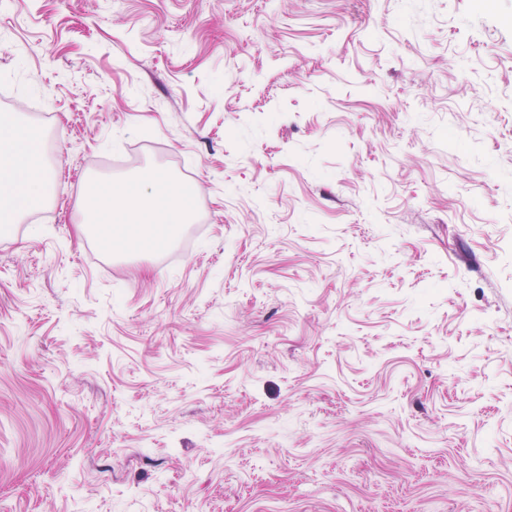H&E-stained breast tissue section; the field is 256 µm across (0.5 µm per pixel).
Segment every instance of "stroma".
Listing matches in <instances>:
<instances>
[{
    "mask_svg": "<svg viewBox=\"0 0 512 512\" xmlns=\"http://www.w3.org/2000/svg\"><path fill=\"white\" fill-rule=\"evenodd\" d=\"M1 79L0 512H512V0H0ZM146 167L203 223L83 234ZM41 131L16 116H0V225L16 224L22 215L48 199L51 173L39 161Z\"/></svg>",
    "mask_w": 512,
    "mask_h": 512,
    "instance_id": "1",
    "label": "stroma"
}]
</instances>
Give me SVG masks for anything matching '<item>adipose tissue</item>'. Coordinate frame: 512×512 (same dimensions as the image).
I'll list each match as a JSON object with an SVG mask.
<instances>
[{
  "label": "adipose tissue",
  "instance_id": "1",
  "mask_svg": "<svg viewBox=\"0 0 512 512\" xmlns=\"http://www.w3.org/2000/svg\"><path fill=\"white\" fill-rule=\"evenodd\" d=\"M41 139L37 127L0 116L1 226L17 223L48 198L51 174L39 161ZM193 219L188 188L153 168L132 181L98 180L86 187L83 221L109 247L139 246Z\"/></svg>",
  "mask_w": 512,
  "mask_h": 512
}]
</instances>
